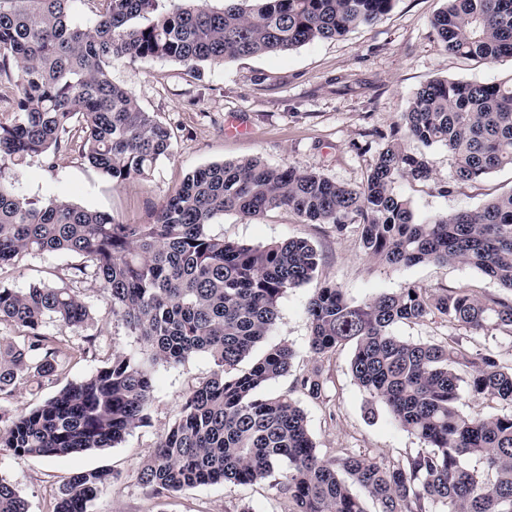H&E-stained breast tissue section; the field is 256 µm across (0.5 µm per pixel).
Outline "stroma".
<instances>
[{
  "label": "stroma",
  "instance_id": "stroma-1",
  "mask_svg": "<svg viewBox=\"0 0 512 512\" xmlns=\"http://www.w3.org/2000/svg\"><path fill=\"white\" fill-rule=\"evenodd\" d=\"M442 5L443 0H394L391 10L373 25L346 36L223 64L205 63L196 73L170 60L113 58V82L129 90L144 111L171 129L170 155L158 161L148 180L117 188L77 150H64L51 167L37 157L15 166L16 190L33 200L61 198L107 212L124 224H146L187 175L212 163L258 158L273 167L315 170L333 182L358 186L382 146L378 132L389 131L399 121L414 93L428 81L487 83L512 77V57L485 63L448 53L430 25ZM232 117L247 125V134H226L225 124ZM409 147L426 151L433 164L429 180H403L397 185L416 219L475 210L512 189L511 168L474 182L456 183L446 148L425 149L415 141ZM208 232L251 245L308 239L321 255L319 281L335 283L354 302L410 285L439 292L470 289L482 297L503 293L494 280L467 265L376 263L359 248L356 232L340 236L330 225L302 223L286 209L255 219L230 212L213 219ZM81 262L71 253L43 252L0 268V283L17 290L39 284L75 288L92 319L73 342L82 344L87 336L96 339L93 352L73 361L57 384H30L0 400V406L11 413L27 412L58 386L88 376L111 358L113 349L141 357L149 354L113 317L98 282L89 278L72 282V269ZM314 290L311 283L294 288L279 301V317L258 349L263 352L285 344L295 356L289 375L268 383L265 393L287 391L295 376L321 368L328 378L327 401L301 392L296 398L323 458L333 460L348 450L395 462L414 454L419 440L398 427L386 408L367 416V397L349 370L353 345L339 346L332 357L321 360L310 353L306 308ZM212 370L204 354L175 367L156 366L146 426L117 447L80 456L48 462L0 455V480L19 491L28 512H52L59 489L74 472L97 468L111 469L115 480L98 494L91 512H241L245 507L253 512H287V498L267 480L247 486L231 482L200 486L170 497L154 496L139 484L141 467L160 435L178 418L185 394Z\"/></svg>",
  "mask_w": 512,
  "mask_h": 512
}]
</instances>
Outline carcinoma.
Returning a JSON list of instances; mask_svg holds the SVG:
<instances>
[{
	"label": "carcinoma",
	"instance_id": "obj_1",
	"mask_svg": "<svg viewBox=\"0 0 512 512\" xmlns=\"http://www.w3.org/2000/svg\"><path fill=\"white\" fill-rule=\"evenodd\" d=\"M70 2L0 0V84L16 88L10 116L0 120V268L33 252L86 257L73 276L99 282L112 315L150 356L115 350L89 377L27 413L0 407V450L51 461L112 448L147 424L155 366L203 353L212 374L186 393L180 417L138 473L150 492L273 477L293 512H512V411L471 417L459 408L464 391L512 406V367L458 338L412 343L390 333L395 323L433 316L470 333L491 322L512 334V191L422 222L396 191L403 179L432 174L427 155L408 150L409 139L446 148L455 182L512 167V78L437 79L419 88L400 122L375 132L383 147L357 187L257 159L215 163L189 174L152 223L122 224L66 200H30L10 175L17 160L51 164L73 144L122 187L146 178L170 154L171 130L112 82V57L168 59L194 70L342 37L376 22L394 0H257L251 7L229 0L220 10L168 0L160 13L159 0H95L90 27L72 23ZM444 2L430 24L449 53L488 63L512 57V0ZM152 13L149 24H132ZM279 209L304 224H330L341 236L356 228L360 248L377 262L468 265L506 291L482 298L467 289L408 286L352 303L334 284L315 289L306 308L309 350L328 358L354 344L350 371L368 397L367 413L385 407L425 444L401 461L351 453L320 458L293 391L322 399L321 369L296 376L279 395L261 394L289 373L288 346L240 368L274 326L280 298L312 282L321 258L304 238L251 246L214 237L206 226L229 211L259 218ZM3 319L23 330L25 342L0 341V400L28 383L51 384L67 370L75 348L45 334L46 321L75 335L92 314L72 288L0 284ZM112 479L104 468L74 473L53 512H89ZM0 512H27L3 481Z\"/></svg>",
	"mask_w": 512,
	"mask_h": 512
}]
</instances>
